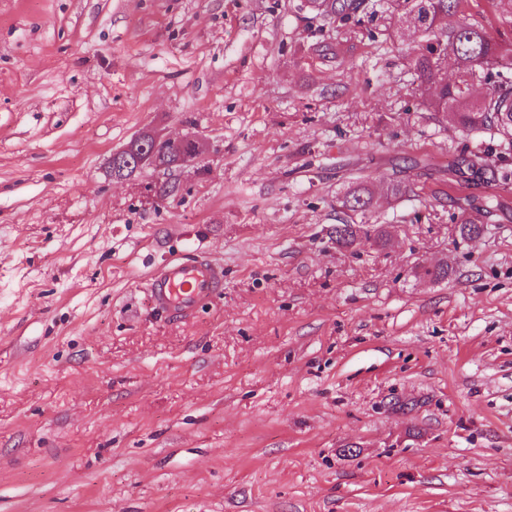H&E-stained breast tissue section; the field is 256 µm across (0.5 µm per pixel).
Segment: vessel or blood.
<instances>
[{
    "label": "vessel or blood",
    "instance_id": "1",
    "mask_svg": "<svg viewBox=\"0 0 512 512\" xmlns=\"http://www.w3.org/2000/svg\"><path fill=\"white\" fill-rule=\"evenodd\" d=\"M221 267L202 256H183L168 261L150 277L148 288L157 310L191 315L222 291Z\"/></svg>",
    "mask_w": 512,
    "mask_h": 512
}]
</instances>
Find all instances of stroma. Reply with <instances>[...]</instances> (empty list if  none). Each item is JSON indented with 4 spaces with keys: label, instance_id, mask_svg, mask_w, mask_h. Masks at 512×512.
Wrapping results in <instances>:
<instances>
[{
    "label": "stroma",
    "instance_id": "35a3bbf8",
    "mask_svg": "<svg viewBox=\"0 0 512 512\" xmlns=\"http://www.w3.org/2000/svg\"><path fill=\"white\" fill-rule=\"evenodd\" d=\"M370 2L0 0V512H512V191L455 167L512 145L423 107ZM146 132L201 156L113 180ZM185 254L224 289L176 320ZM310 7L329 20H346L360 8L358 0H308ZM340 202L349 211L366 214L372 205L373 193L367 183L359 182L349 188ZM148 288L157 310L191 315L216 298L224 288L222 268L202 256L168 261L150 277Z\"/></svg>",
    "mask_w": 512,
    "mask_h": 512
}]
</instances>
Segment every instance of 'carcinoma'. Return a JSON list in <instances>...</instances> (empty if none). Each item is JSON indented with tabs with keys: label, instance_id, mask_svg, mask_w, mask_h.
I'll return each instance as SVG.
<instances>
[{
	"label": "carcinoma",
	"instance_id": "carcinoma-1",
	"mask_svg": "<svg viewBox=\"0 0 512 512\" xmlns=\"http://www.w3.org/2000/svg\"><path fill=\"white\" fill-rule=\"evenodd\" d=\"M311 9L329 20H346L360 8L359 0H308ZM395 9L401 13L404 26L422 32L441 42L454 57L460 73L458 81L444 84L426 101L427 108L442 112L448 122L469 130L493 131L505 140L512 141V37L499 33L491 36L485 29L459 22L448 31H442L443 21L458 11L461 0H395ZM413 69L424 83L436 82L439 60L419 53L411 59ZM487 85V92L475 98L470 92L472 83ZM130 147L136 152L128 154L112 167L118 179L130 178L141 173L146 164L169 169L187 164L181 145L169 141L158 142L151 136L134 140ZM373 202L369 185L359 182L349 188L341 200L342 207L353 212L366 213ZM479 220L464 210L459 219L458 231L463 238H474L483 232ZM359 227L345 222L333 228L336 243L353 244Z\"/></svg>",
	"mask_w": 512,
	"mask_h": 512
}]
</instances>
